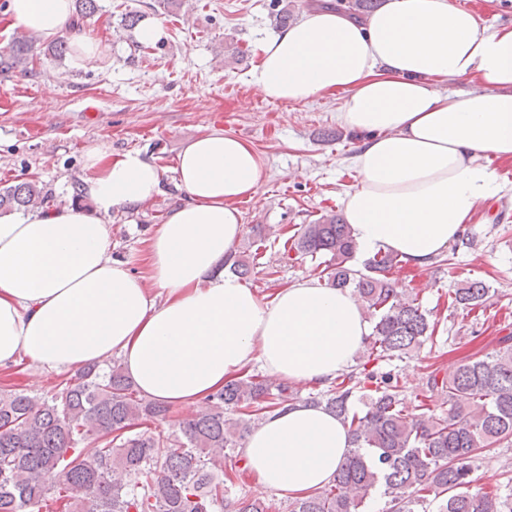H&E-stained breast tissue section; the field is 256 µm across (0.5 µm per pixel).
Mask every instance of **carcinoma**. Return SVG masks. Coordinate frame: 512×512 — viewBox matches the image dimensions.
<instances>
[{"instance_id":"obj_1","label":"carcinoma","mask_w":512,"mask_h":512,"mask_svg":"<svg viewBox=\"0 0 512 512\" xmlns=\"http://www.w3.org/2000/svg\"><path fill=\"white\" fill-rule=\"evenodd\" d=\"M33 52L34 37H13L0 51V74L28 73ZM44 201L33 179L0 192V209ZM287 241L285 258L330 255L326 285L351 288L365 304L373 327L360 371L305 399L285 380L231 379L167 436L153 426L169 407L138 396L116 361L88 365L39 395L1 391L0 512H268L260 498H230L224 463L268 414L301 400L348 423L352 448L332 483L288 502V512H365L372 492L387 498L386 512H512V478L504 494L499 486L474 491L471 479L478 451L512 445V336L489 353L462 357L449 373L428 369L426 390L445 395L448 408L419 404L412 416L387 365L435 339L437 322L389 277L403 261L379 250L353 268V230L338 214L301 225ZM255 260L231 255L230 269L244 278ZM489 291L468 281L454 302L473 310ZM94 434L97 445L84 444Z\"/></svg>"}]
</instances>
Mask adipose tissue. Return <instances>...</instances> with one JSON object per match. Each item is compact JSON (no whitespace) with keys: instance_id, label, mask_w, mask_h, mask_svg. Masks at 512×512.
<instances>
[{"instance_id":"1","label":"adipose tissue","mask_w":512,"mask_h":512,"mask_svg":"<svg viewBox=\"0 0 512 512\" xmlns=\"http://www.w3.org/2000/svg\"><path fill=\"white\" fill-rule=\"evenodd\" d=\"M11 19L46 40L75 18L74 0H8ZM480 87L449 93L448 80ZM267 98L341 94L337 119L360 134L357 185L342 199L359 251L390 250L422 268L447 249L500 184L490 159H512V28L480 25L452 0H385L358 18L318 0L262 46L251 74ZM89 206L0 214V369L52 370L116 356L147 399L193 408L260 366L328 384L369 335L357 296L307 278L263 300L226 271L244 232L261 161L221 130L186 143V193L150 240L149 277L113 258L114 210L161 192L156 162L95 148L84 161ZM350 438L340 419L303 403L253 431L241 464L268 492L305 496L332 480Z\"/></svg>"}]
</instances>
